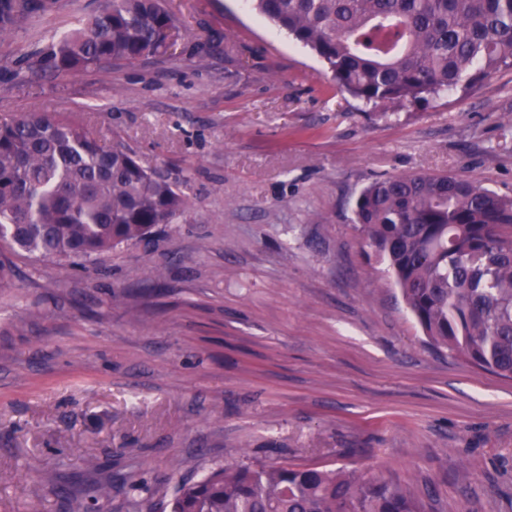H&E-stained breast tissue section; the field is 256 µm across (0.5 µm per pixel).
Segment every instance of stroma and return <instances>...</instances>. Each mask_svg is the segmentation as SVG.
Instances as JSON below:
<instances>
[{"instance_id": "obj_1", "label": "stroma", "mask_w": 512, "mask_h": 512, "mask_svg": "<svg viewBox=\"0 0 512 512\" xmlns=\"http://www.w3.org/2000/svg\"><path fill=\"white\" fill-rule=\"evenodd\" d=\"M185 30L129 67L5 68L100 0L0 40V118L88 116L191 207L77 267L17 257L0 288V512H69L104 465L153 502L215 464L378 468L429 512H512V380L431 346L354 226L361 189L459 175L512 196V70L381 110L250 0H171ZM163 269L164 284L153 286Z\"/></svg>"}]
</instances>
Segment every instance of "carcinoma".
<instances>
[{
    "label": "carcinoma",
    "instance_id": "cac0c4a2",
    "mask_svg": "<svg viewBox=\"0 0 512 512\" xmlns=\"http://www.w3.org/2000/svg\"><path fill=\"white\" fill-rule=\"evenodd\" d=\"M258 11L323 59L338 89L366 105L416 103L512 68V0H255ZM59 0H0V37L58 10ZM169 0H103L98 11L15 61L26 82L162 56L180 35ZM190 208L181 182L107 147L70 113L0 119V248L79 265L150 239ZM360 239L428 341L512 379V196L456 175L397 174L354 203ZM85 497L112 494L99 465ZM144 480L126 492L142 512ZM169 512H426L381 471L219 464L179 485Z\"/></svg>",
    "mask_w": 512,
    "mask_h": 512
}]
</instances>
